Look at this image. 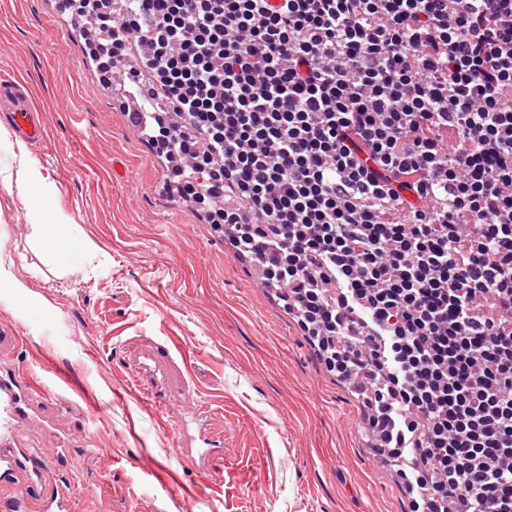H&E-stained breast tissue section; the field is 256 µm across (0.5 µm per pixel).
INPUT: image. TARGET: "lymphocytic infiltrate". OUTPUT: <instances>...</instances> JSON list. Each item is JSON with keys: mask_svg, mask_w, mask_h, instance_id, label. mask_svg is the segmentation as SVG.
Returning a JSON list of instances; mask_svg holds the SVG:
<instances>
[{"mask_svg": "<svg viewBox=\"0 0 512 512\" xmlns=\"http://www.w3.org/2000/svg\"><path fill=\"white\" fill-rule=\"evenodd\" d=\"M66 0L172 179L368 381L410 512H512V0Z\"/></svg>", "mask_w": 512, "mask_h": 512, "instance_id": "lymphocytic-infiltrate-1", "label": "lymphocytic infiltrate"}]
</instances>
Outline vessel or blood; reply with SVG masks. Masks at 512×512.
Listing matches in <instances>:
<instances>
[{
	"label": "vessel or blood",
	"mask_w": 512,
	"mask_h": 512,
	"mask_svg": "<svg viewBox=\"0 0 512 512\" xmlns=\"http://www.w3.org/2000/svg\"><path fill=\"white\" fill-rule=\"evenodd\" d=\"M0 112L6 113L17 135L33 145L46 139L42 109L30 88L18 76L0 78ZM19 387L12 379L0 378V491L11 490V497L0 501V512H75L73 501L48 494L43 474L52 457L43 449L20 453L15 441L28 422L18 410Z\"/></svg>",
	"instance_id": "b4317fda"
}]
</instances>
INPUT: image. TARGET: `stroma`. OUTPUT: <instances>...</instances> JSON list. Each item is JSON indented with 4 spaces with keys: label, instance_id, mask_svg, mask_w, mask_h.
Segmentation results:
<instances>
[{
    "label": "stroma",
    "instance_id": "35a3bbf8",
    "mask_svg": "<svg viewBox=\"0 0 512 512\" xmlns=\"http://www.w3.org/2000/svg\"><path fill=\"white\" fill-rule=\"evenodd\" d=\"M71 15L54 0H0V76L20 75L47 141L43 176L18 191L0 144V375L35 378L21 443L56 447L45 483L77 512H407L412 493L376 455L362 401L193 207L160 186L163 169L125 117ZM43 212L57 247L40 244ZM88 240L92 250L80 242ZM21 287H14V280ZM153 381L183 426L146 407ZM220 436L222 480L187 498L198 421ZM176 473L157 486L149 467Z\"/></svg>",
    "mask_w": 512,
    "mask_h": 512
}]
</instances>
